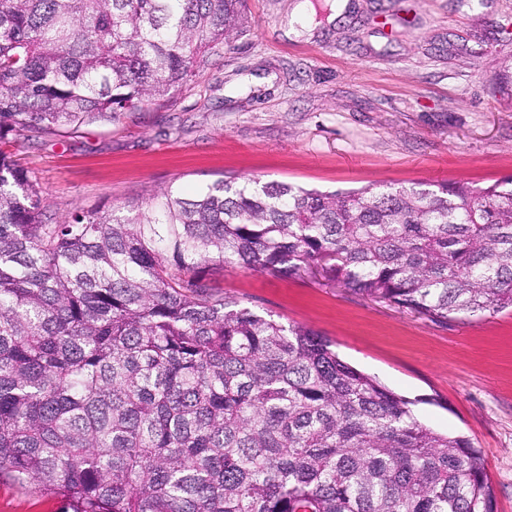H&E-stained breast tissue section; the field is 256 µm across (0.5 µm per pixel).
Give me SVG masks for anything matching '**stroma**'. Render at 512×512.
<instances>
[{
	"label": "stroma",
	"instance_id": "stroma-1",
	"mask_svg": "<svg viewBox=\"0 0 512 512\" xmlns=\"http://www.w3.org/2000/svg\"><path fill=\"white\" fill-rule=\"evenodd\" d=\"M310 26L289 33L300 4ZM247 0L231 47L162 104L8 143L47 214L149 202L259 177L320 190L512 178V0ZM214 291L313 329L482 455L495 512H512V310L439 323L312 276L228 267ZM0 477V512H60Z\"/></svg>",
	"mask_w": 512,
	"mask_h": 512
}]
</instances>
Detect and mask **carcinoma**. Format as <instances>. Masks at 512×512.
<instances>
[{"mask_svg":"<svg viewBox=\"0 0 512 512\" xmlns=\"http://www.w3.org/2000/svg\"><path fill=\"white\" fill-rule=\"evenodd\" d=\"M244 0H0V142L165 101ZM306 271L446 322L512 310V178L253 177L59 224L0 149V476L62 512H495L478 450L312 329L212 291Z\"/></svg>","mask_w":512,"mask_h":512,"instance_id":"carcinoma-1","label":"carcinoma"}]
</instances>
